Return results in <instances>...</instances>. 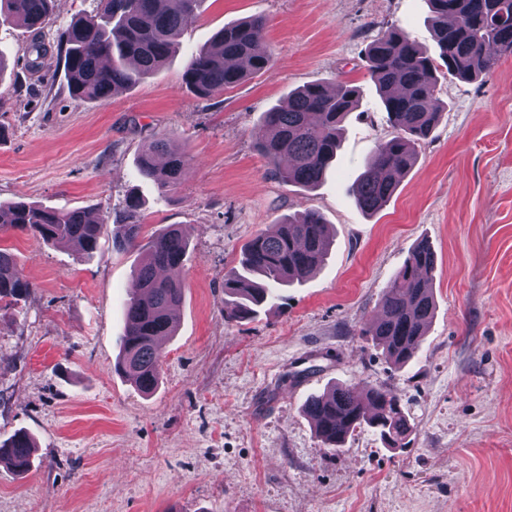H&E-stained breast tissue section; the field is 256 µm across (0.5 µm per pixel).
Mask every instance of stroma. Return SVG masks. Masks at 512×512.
Wrapping results in <instances>:
<instances>
[{
    "mask_svg": "<svg viewBox=\"0 0 512 512\" xmlns=\"http://www.w3.org/2000/svg\"><path fill=\"white\" fill-rule=\"evenodd\" d=\"M98 0H53L37 71L31 32L0 22V203L83 208L124 220L139 197L138 245L104 235L90 255L0 229L31 285L0 308V441L37 446L33 467L0 466V512H512V59L473 81L440 77V120L377 213L356 202L370 152L391 138L365 49L389 27L423 47L427 0H201L164 67L103 102L69 93L58 36ZM266 18L271 70L208 98L188 56L224 25ZM360 90L336 162L316 189L281 183L256 149L261 117L288 92ZM168 137L192 158L161 190L136 160ZM319 211L331 244L280 307L224 315V275L242 246L288 215ZM190 241L177 331L161 384L144 396L113 364L124 305L152 237ZM436 254V310L419 356L393 367L364 333L419 240ZM334 384L391 389L413 426L406 447L363 427L324 448L302 412Z\"/></svg>",
    "mask_w": 512,
    "mask_h": 512,
    "instance_id": "1",
    "label": "stroma"
}]
</instances>
